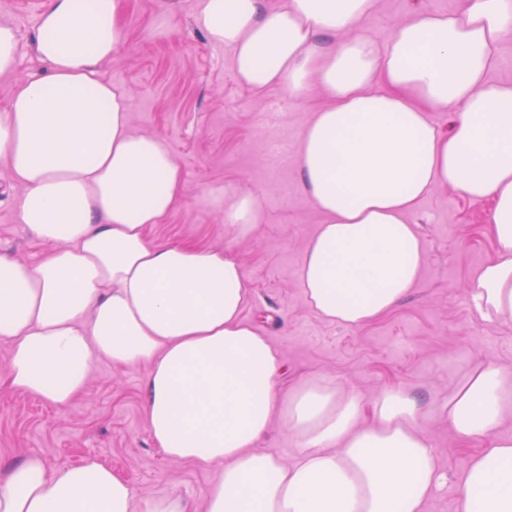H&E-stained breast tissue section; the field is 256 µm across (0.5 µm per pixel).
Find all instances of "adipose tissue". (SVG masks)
I'll use <instances>...</instances> for the list:
<instances>
[{
	"label": "adipose tissue",
	"instance_id": "adipose-tissue-1",
	"mask_svg": "<svg viewBox=\"0 0 512 512\" xmlns=\"http://www.w3.org/2000/svg\"><path fill=\"white\" fill-rule=\"evenodd\" d=\"M123 0H46L33 50L39 78L17 75L19 37L0 24V158L23 186V224L49 250L0 255V339L9 388L63 407L94 359L147 367L149 431L168 458L217 465L204 512H423L443 474L416 397L370 403L320 379L278 388L282 358L244 320L248 294L232 243L262 221L256 192L224 186L230 245L150 241L183 199L168 145L133 133L124 91L101 74L119 47ZM376 0H197L195 25L224 47L238 82L325 100L299 139L305 194L324 220L299 280L311 310L349 327L398 306L426 244L408 216L435 185L492 204L497 256L468 286L489 322H512V84L490 78L512 31V0H464L460 13L412 15L377 44L347 32ZM452 115L449 131L431 121ZM460 441H480L458 480L457 512H512V371L480 363L445 405ZM298 436L283 464L257 450L274 422ZM0 512H188L180 496L137 502L96 460L48 468L36 453L0 472Z\"/></svg>",
	"mask_w": 512,
	"mask_h": 512
}]
</instances>
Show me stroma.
<instances>
[{
    "instance_id": "stroma-1",
    "label": "stroma",
    "mask_w": 512,
    "mask_h": 512,
    "mask_svg": "<svg viewBox=\"0 0 512 512\" xmlns=\"http://www.w3.org/2000/svg\"><path fill=\"white\" fill-rule=\"evenodd\" d=\"M0 0V23L20 38L18 70L43 74L32 52L38 10ZM195 0H124L123 40L103 75L129 104L134 133L170 147L183 174V203L148 227L157 242L187 241L201 248L224 244V186L237 183L261 196L264 220L235 248L249 295L243 318L280 351V388L313 378L340 392L370 399L387 387L420 400L446 487L424 512H456V483L482 445L457 440L443 407L476 363L512 370V323H489L472 309L467 285L496 256L491 204L438 186L410 214L427 247L425 270L410 296L390 313L358 328L330 324L308 306L299 268L308 240L323 221L303 192L293 155H274L270 137L297 146L310 114L324 102L318 90L292 97L279 88L257 92L236 79L223 48L211 45L192 21ZM463 0H377L356 32L388 40L411 10L454 14ZM0 160V254L33 262L45 248L22 223L17 198ZM10 346L0 340V464L40 454L48 467L94 458L127 480L137 498L180 496L202 512L218 466L176 462L155 446L145 413V368L90 366L88 386L57 408L3 385Z\"/></svg>"
}]
</instances>
